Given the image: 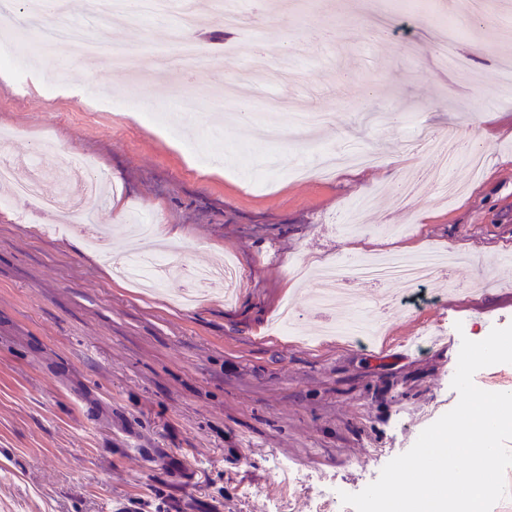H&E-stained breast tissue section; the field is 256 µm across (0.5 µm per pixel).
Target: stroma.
<instances>
[{"mask_svg": "<svg viewBox=\"0 0 512 512\" xmlns=\"http://www.w3.org/2000/svg\"><path fill=\"white\" fill-rule=\"evenodd\" d=\"M274 16L224 28L206 0L191 34L205 65L199 102L248 73L245 101L208 115L161 111L153 78L166 59L165 27L137 19L132 43L118 21H96L102 44H132L134 62L69 65L58 44L37 52L20 14H0V48L13 63L0 81V133L23 180L64 192L68 154H84L117 185L122 210L100 208L111 250L78 231L79 217L50 223L34 204L0 209V512H317L325 487L348 493L376 481L419 434L458 402L452 388L462 339L512 324V95L500 68L512 41V0H483L479 16L455 0H371L363 19L338 0H281ZM467 61L470 79L442 66V44ZM111 83L126 105L105 108ZM326 112L325 127L256 142L225 123L266 97ZM448 133L484 155L478 176L442 199L428 184L436 157L421 131ZM372 151L373 166L317 173L320 155ZM422 183L407 204L408 177ZM165 224L177 241L128 234ZM163 248L171 260L209 267L232 258L240 278L186 307L182 277L148 292L118 278L129 254ZM454 251L452 270L416 292L397 280H352L358 310L380 320L373 343L332 336L310 305L322 287L300 261L348 266L386 251Z\"/></svg>", "mask_w": 512, "mask_h": 512, "instance_id": "35a3bbf8", "label": "stroma"}]
</instances>
